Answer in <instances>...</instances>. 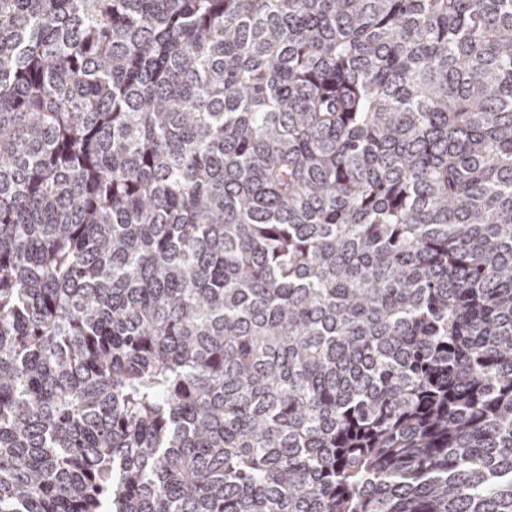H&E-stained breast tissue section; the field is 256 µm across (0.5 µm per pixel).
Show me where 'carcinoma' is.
Masks as SVG:
<instances>
[{"label": "carcinoma", "mask_w": 512, "mask_h": 512, "mask_svg": "<svg viewBox=\"0 0 512 512\" xmlns=\"http://www.w3.org/2000/svg\"><path fill=\"white\" fill-rule=\"evenodd\" d=\"M0 512H512V0H0Z\"/></svg>", "instance_id": "carcinoma-1"}]
</instances>
